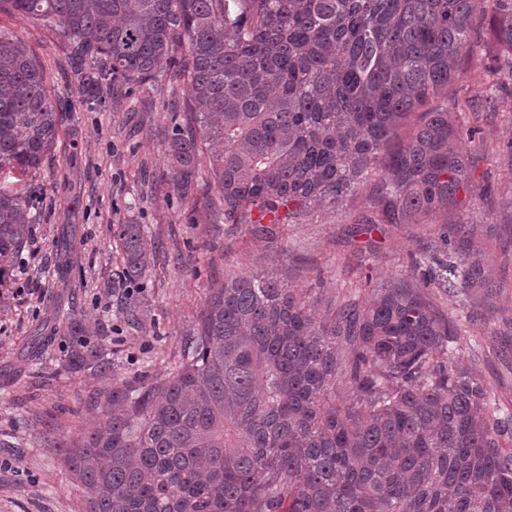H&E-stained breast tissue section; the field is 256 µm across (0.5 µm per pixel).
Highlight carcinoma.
<instances>
[{"instance_id":"cac0c4a2","label":"carcinoma","mask_w":512,"mask_h":512,"mask_svg":"<svg viewBox=\"0 0 512 512\" xmlns=\"http://www.w3.org/2000/svg\"><path fill=\"white\" fill-rule=\"evenodd\" d=\"M0 12L57 27L84 101L128 98L176 75L193 125L177 127L157 188L191 198L207 172L226 224H259L341 203L377 176L392 224L448 214L475 181L453 86L473 19L491 52L512 55V0H0ZM59 117L41 62L0 34V172L40 173ZM25 192L0 185V284L31 235ZM445 224L415 271L321 308L270 276L212 289L164 380L99 391L98 425L71 450L89 512H512V415L455 364L457 328L427 288L499 283L452 248ZM115 236L123 276L142 278L154 246L140 224ZM62 274L72 241L56 242ZM91 348L74 371L105 374ZM343 378L344 391L336 393Z\"/></svg>"}]
</instances>
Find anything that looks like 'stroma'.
Masks as SVG:
<instances>
[{"instance_id":"35a3bbf8","label":"stroma","mask_w":512,"mask_h":512,"mask_svg":"<svg viewBox=\"0 0 512 512\" xmlns=\"http://www.w3.org/2000/svg\"><path fill=\"white\" fill-rule=\"evenodd\" d=\"M0 34L27 43L63 112L37 180L13 183L32 190L36 224L21 253L24 273L0 288V512H86L70 451L98 420L95 393L111 377H167L213 287L231 276L268 273L324 305L364 272L379 280L408 273L430 227L376 223L370 179L339 206L309 208L266 235L256 225L212 217L204 205L214 192L209 184L176 202L156 184L170 175L168 137L191 119L171 108L186 94L179 80L118 105L84 104L57 30L1 13ZM472 59L495 64L499 89L491 105H476L478 129L462 143L475 161V181L448 221L473 224L469 248L482 253L503 289L474 322L466 315L479 297L436 288L432 300L457 327L455 362L481 376L505 416L512 413V64L492 60L480 24ZM194 211L199 218L192 223ZM129 222L143 226L156 255L134 292L109 293L106 284L123 267L115 231ZM65 227L76 257L67 276L55 248ZM71 316L82 319L84 335L58 332ZM41 331L52 338L38 360H29L28 346ZM83 346L108 354L111 377L67 369L70 352Z\"/></svg>"}]
</instances>
